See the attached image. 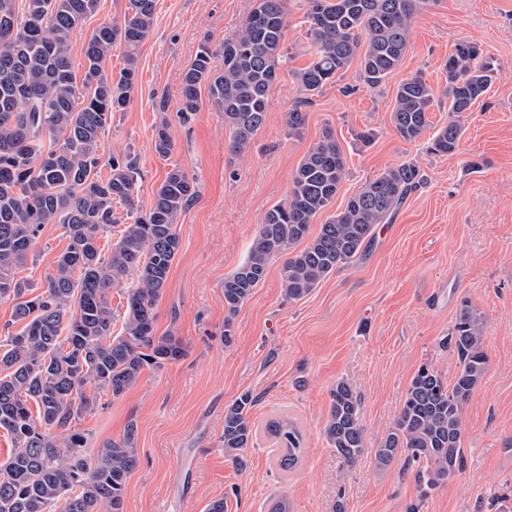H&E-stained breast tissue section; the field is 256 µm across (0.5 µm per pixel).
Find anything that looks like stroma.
<instances>
[{
	"mask_svg": "<svg viewBox=\"0 0 512 512\" xmlns=\"http://www.w3.org/2000/svg\"><path fill=\"white\" fill-rule=\"evenodd\" d=\"M125 4L100 0L74 33L75 74L83 72L87 35L122 19ZM255 6L256 0H156L137 85L100 138L102 159L138 158L140 209H148L174 165L197 193L179 218L181 249L155 305L157 335L177 336L187 354L145 370L120 398L101 396L76 424L88 452L136 424L139 465L124 512H173L180 501L184 512H207L217 498L225 512H269L283 496L293 512H407L411 505L417 512H512V0H431L385 84L368 86L353 67L311 97L297 79L315 51L304 0H288L287 53L269 91L266 122L250 151L235 156L224 116L209 98L181 121L182 77L202 44L235 36ZM463 40L477 42L498 75L465 113L458 152L433 155L426 139L407 143L395 132L394 95L417 72L443 88V63ZM346 85L352 93H343ZM303 99L306 123L289 131L288 114ZM163 122L174 143L166 160L154 151L153 129ZM327 128L349 165L334 208L384 168L412 158L425 183L390 223L377 226L359 259L303 299H285L283 261L275 259L225 325V276L244 260L264 214L287 202L295 168ZM366 129L374 133L367 146L355 138ZM66 244L58 225H45L22 277L43 287ZM465 301L484 317L488 365L463 411L462 471L424 495L403 459L384 468L369 455L343 462L323 433L331 389L343 381L360 397L367 442L376 447L421 365L454 377L458 359L445 340ZM246 391L256 400L255 423L295 418L305 452L292 473L276 468V451L264 437L242 461L225 455L224 410Z\"/></svg>",
	"mask_w": 512,
	"mask_h": 512,
	"instance_id": "35a3bbf8",
	"label": "stroma"
}]
</instances>
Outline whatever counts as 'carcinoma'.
<instances>
[{"mask_svg": "<svg viewBox=\"0 0 512 512\" xmlns=\"http://www.w3.org/2000/svg\"><path fill=\"white\" fill-rule=\"evenodd\" d=\"M0 0V300L14 302L13 323L0 340V430L15 447L0 461V512H124V492L138 464L136 425L119 440L104 441L94 458L75 423L101 393L117 399L147 367L184 356L174 336L155 332V302L181 248L177 221L195 196L187 174L172 166L148 210L135 204L139 169L125 154L99 167V141L112 115L125 110L137 83L139 52L155 19V0H127L123 20L102 22L83 46L84 76L77 80L70 57L73 33L97 13L99 0ZM429 0H305V22L315 57L297 73L308 98L353 62L368 85H381L401 65L414 18ZM287 0H259L240 32L216 48L205 45L185 68L180 114L200 108L205 87L223 112L229 149L243 153L265 123L269 91L285 59ZM124 48L118 80L106 72L112 47ZM452 118L432 136L427 151L451 155L459 147L463 113L490 89L496 69L480 45L461 41L445 61ZM436 102L420 75L398 85L390 121L406 143L430 127ZM154 149L173 152L168 125L154 130ZM344 150L332 129L309 147L292 175L288 202L269 209L252 238L247 258L224 278V340L233 317L264 281L272 260L286 256L282 288L297 301L338 269L353 262L406 198L424 182L416 160L388 166L367 180L311 233L316 216L331 207L346 179ZM126 209L117 216L116 206ZM58 224L67 240L43 290L19 276L32 257L41 228ZM116 232L109 255L103 233ZM302 249H297L300 243ZM121 331L113 335L112 290L131 274ZM484 319L463 302L450 344L458 370L448 380L424 364L413 376L391 431L368 449L360 402L340 381L330 393L323 428L329 445L346 462L372 451L377 466L396 458L416 468L423 494L462 470V415L482 381L487 355ZM255 399L242 393L224 409V452L242 461L258 428L250 418ZM37 411H32V408ZM264 433L279 448L276 466L292 471L304 439L295 422L270 419Z\"/></svg>", "mask_w": 512, "mask_h": 512, "instance_id": "cac0c4a2", "label": "carcinoma"}]
</instances>
